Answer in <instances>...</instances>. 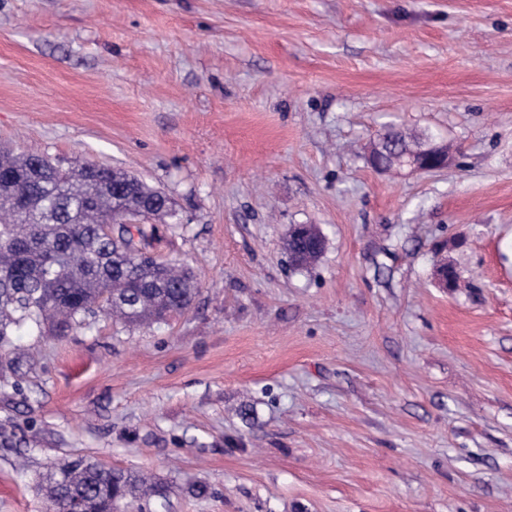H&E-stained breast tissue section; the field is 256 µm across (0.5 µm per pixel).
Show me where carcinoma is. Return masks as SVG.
<instances>
[{
	"instance_id": "obj_1",
	"label": "carcinoma",
	"mask_w": 512,
	"mask_h": 512,
	"mask_svg": "<svg viewBox=\"0 0 512 512\" xmlns=\"http://www.w3.org/2000/svg\"><path fill=\"white\" fill-rule=\"evenodd\" d=\"M417 143L422 135L389 126L364 146L373 154L382 139ZM0 177V359L14 366V330L27 325L62 336L88 328L108 311L130 325L160 324L189 308L197 282L185 265L146 256L156 230L145 223L173 216L170 201L130 174L100 165L92 176L49 167L33 172L30 157L5 153ZM305 238L289 232L285 249L298 270L315 264ZM42 491L49 512H66L76 495L90 512H103L111 495L121 501H157L164 484L140 471L106 468L85 459L48 470Z\"/></svg>"
}]
</instances>
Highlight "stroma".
Segmentation results:
<instances>
[{"instance_id":"stroma-1","label":"stroma","mask_w":512,"mask_h":512,"mask_svg":"<svg viewBox=\"0 0 512 512\" xmlns=\"http://www.w3.org/2000/svg\"><path fill=\"white\" fill-rule=\"evenodd\" d=\"M385 123L451 163L377 172ZM1 147L164 191L154 251L198 291L15 331L0 512H48L79 457L152 472L169 512H512V0H0ZM425 134H419L416 132H407L398 127L389 126L380 131L375 138L370 139L369 142L364 146V154L367 157L368 154L376 152V147L381 139L391 138L394 141L401 142L402 144L417 143ZM304 235L296 234L292 231L289 232L285 241V249L297 270H307L310 266L315 264L323 253L308 254L304 246Z\"/></svg>"}]
</instances>
